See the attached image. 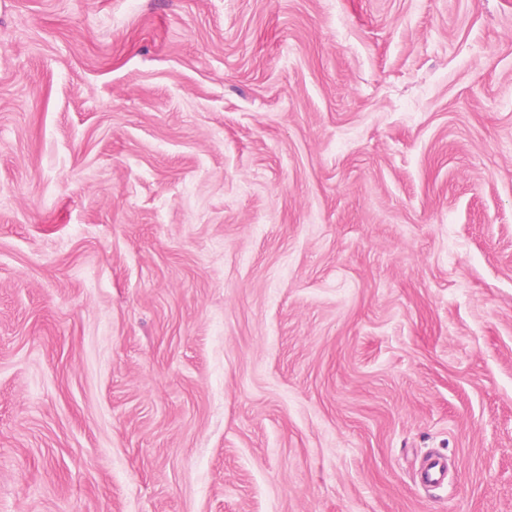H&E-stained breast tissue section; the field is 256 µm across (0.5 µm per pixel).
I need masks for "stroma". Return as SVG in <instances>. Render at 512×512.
<instances>
[{
	"mask_svg": "<svg viewBox=\"0 0 512 512\" xmlns=\"http://www.w3.org/2000/svg\"><path fill=\"white\" fill-rule=\"evenodd\" d=\"M0 512H512V0H0ZM448 472V462L441 456H429L420 472L419 482L427 489L438 488L441 486Z\"/></svg>",
	"mask_w": 512,
	"mask_h": 512,
	"instance_id": "35a3bbf8",
	"label": "stroma"
}]
</instances>
